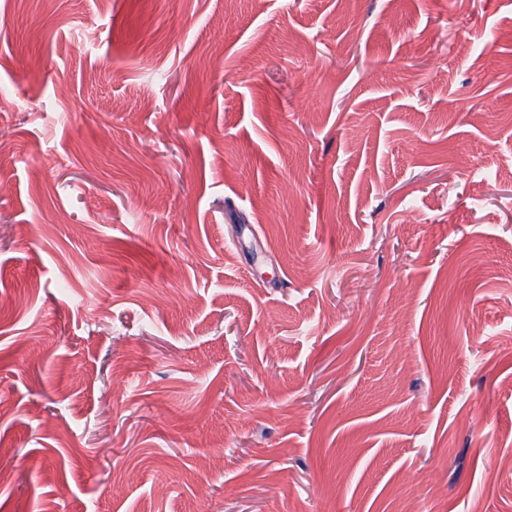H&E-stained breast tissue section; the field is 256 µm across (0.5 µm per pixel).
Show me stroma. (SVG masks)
<instances>
[{"instance_id": "stroma-1", "label": "stroma", "mask_w": 512, "mask_h": 512, "mask_svg": "<svg viewBox=\"0 0 512 512\" xmlns=\"http://www.w3.org/2000/svg\"><path fill=\"white\" fill-rule=\"evenodd\" d=\"M0 512H512V0H0Z\"/></svg>"}]
</instances>
